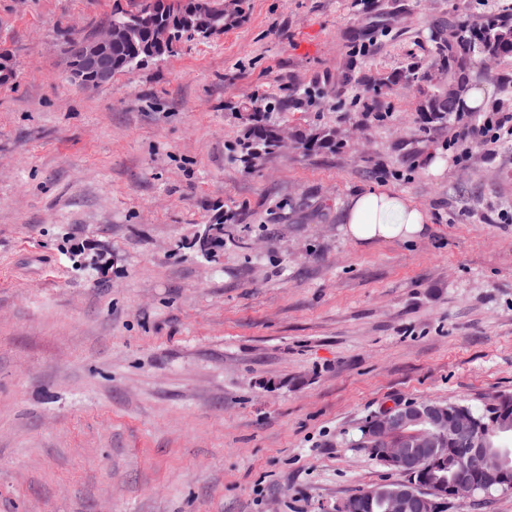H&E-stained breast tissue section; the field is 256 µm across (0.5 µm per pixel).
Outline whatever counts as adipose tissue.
<instances>
[{"mask_svg": "<svg viewBox=\"0 0 512 512\" xmlns=\"http://www.w3.org/2000/svg\"><path fill=\"white\" fill-rule=\"evenodd\" d=\"M431 221L427 210L385 188H372L350 197L343 215V232L353 243L419 239Z\"/></svg>", "mask_w": 512, "mask_h": 512, "instance_id": "obj_1", "label": "adipose tissue"}]
</instances>
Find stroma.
<instances>
[{
	"instance_id": "35a3bbf8",
	"label": "stroma",
	"mask_w": 512,
	"mask_h": 512,
	"mask_svg": "<svg viewBox=\"0 0 512 512\" xmlns=\"http://www.w3.org/2000/svg\"><path fill=\"white\" fill-rule=\"evenodd\" d=\"M139 3L0 0V512H337L403 479L358 447L367 416L512 394V146L454 163L423 81L372 84L494 0H244L71 83L67 39ZM472 78L512 114V58ZM262 109L335 149L242 163ZM374 186L429 211L423 239L344 235Z\"/></svg>"
}]
</instances>
